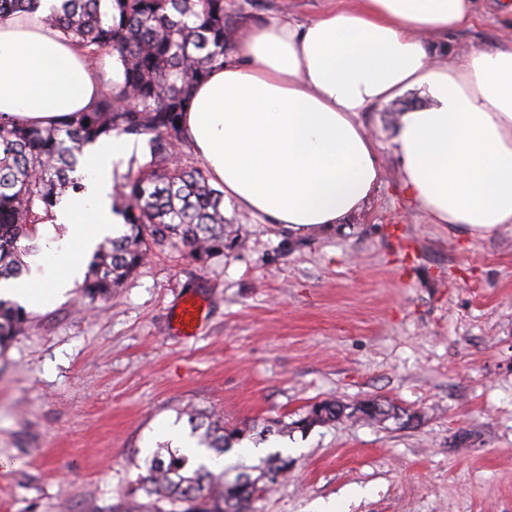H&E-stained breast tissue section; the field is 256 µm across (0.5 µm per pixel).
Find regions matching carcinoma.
<instances>
[{"mask_svg":"<svg viewBox=\"0 0 512 512\" xmlns=\"http://www.w3.org/2000/svg\"><path fill=\"white\" fill-rule=\"evenodd\" d=\"M61 0L42 18L60 30L87 56L117 55L124 81L100 93L85 112L46 128L0 118V280L23 275L22 256L35 249L37 225L51 216L64 195L82 191L74 176L83 149L103 137L126 135L143 141L127 173L115 178L112 209L126 231L96 245L82 284L83 297L95 303L141 267L153 246L181 247L198 263L224 255L228 245H242L228 231L224 191L213 187L206 169L191 157L181 127L182 113L195 87L210 72L237 60L233 27L225 0ZM38 0H0V14H31ZM26 311L0 300V344L18 335ZM390 403L378 398L356 415L340 401H321L299 419L275 422L277 432L305 430L355 416L379 420ZM187 418L197 445L217 455L246 436L241 428L195 407ZM291 461L267 455L243 479L225 478L192 461L169 444L160 445L145 463L131 493L151 500L148 512H253V504L285 478ZM257 476H252L253 472Z\"/></svg>","mask_w":512,"mask_h":512,"instance_id":"carcinoma-1","label":"carcinoma"}]
</instances>
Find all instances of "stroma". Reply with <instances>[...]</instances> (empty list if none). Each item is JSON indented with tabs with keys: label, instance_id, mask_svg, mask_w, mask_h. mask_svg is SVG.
Segmentation results:
<instances>
[{
	"label": "stroma",
	"instance_id": "obj_1",
	"mask_svg": "<svg viewBox=\"0 0 512 512\" xmlns=\"http://www.w3.org/2000/svg\"><path fill=\"white\" fill-rule=\"evenodd\" d=\"M349 0H227L237 28L306 22ZM512 0L436 38L452 49L512 40ZM417 92L361 113L385 178L328 230L293 232L224 206L244 247L202 265L175 249L99 307L80 288L0 345V512H111L179 410L249 428L322 400L368 398L413 423L344 420L272 434L292 462L255 512H512V227L474 237L406 196L394 130ZM188 294L196 336L172 331Z\"/></svg>",
	"mask_w": 512,
	"mask_h": 512
}]
</instances>
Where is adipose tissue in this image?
Listing matches in <instances>:
<instances>
[{
    "instance_id": "obj_1",
    "label": "adipose tissue",
    "mask_w": 512,
    "mask_h": 512,
    "mask_svg": "<svg viewBox=\"0 0 512 512\" xmlns=\"http://www.w3.org/2000/svg\"><path fill=\"white\" fill-rule=\"evenodd\" d=\"M478 5L354 0L309 23L244 28L243 61L198 85L184 134L240 210L292 231L327 228L383 178L360 113L417 90L430 104L403 113L394 137L407 195L434 223L475 237L512 225V43L441 59L428 41L469 24ZM102 87L97 62L59 33L0 15V116L46 127L90 109ZM132 150L124 136L85 149L84 192L55 207L29 274L0 281V298L40 310L72 290L85 256L122 221L112 177Z\"/></svg>"
}]
</instances>
